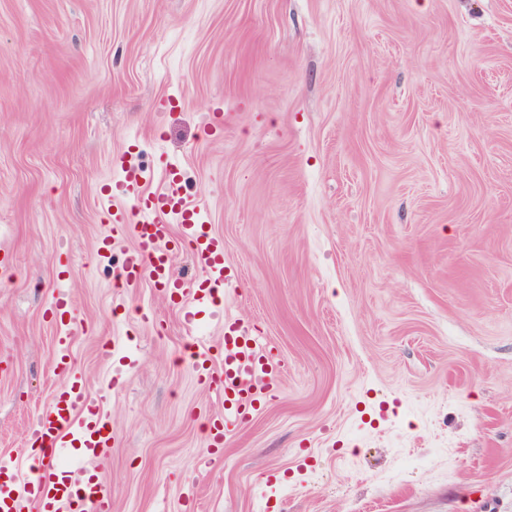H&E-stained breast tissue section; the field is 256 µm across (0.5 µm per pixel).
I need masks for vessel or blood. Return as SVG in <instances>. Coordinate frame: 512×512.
<instances>
[{"label": "vessel or blood", "mask_w": 512, "mask_h": 512, "mask_svg": "<svg viewBox=\"0 0 512 512\" xmlns=\"http://www.w3.org/2000/svg\"><path fill=\"white\" fill-rule=\"evenodd\" d=\"M123 184L138 189L136 224L126 222L123 211L113 217V236L121 238L133 232L136 245L125 254L121 280L123 286L134 287L149 282L168 293L179 306L203 303L224 277V239L200 224L199 210L189 205L180 194L176 176H169L164 192L146 193L141 189L143 173L138 165L123 162ZM179 222L180 238H173L172 222ZM190 246L207 274L206 282H188L177 278L172 270V257L180 244ZM194 369L212 379L224 395V413L219 421L210 422L208 445L223 447L224 441L264 399L276 390L280 362L261 340L237 319H224V348L217 353L207 351L192 355ZM60 384L48 408L39 416L31 438L39 448L41 461L31 470L24 486L35 498L41 512H111L110 498L95 476L81 465L59 470L57 461L65 449L80 446L85 456L99 457L111 447L113 434L100 414L98 406L86 393L82 377L69 356L56 361ZM16 476L0 465V512H21L15 495Z\"/></svg>", "instance_id": "b4317fda"}]
</instances>
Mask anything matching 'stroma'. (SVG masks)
Instances as JSON below:
<instances>
[{
	"mask_svg": "<svg viewBox=\"0 0 512 512\" xmlns=\"http://www.w3.org/2000/svg\"><path fill=\"white\" fill-rule=\"evenodd\" d=\"M224 238L184 319L119 284L120 164ZM66 296L68 325L48 314ZM281 389L223 448L188 347ZM71 357L112 512H512V0H0V462Z\"/></svg>",
	"mask_w": 512,
	"mask_h": 512,
	"instance_id": "35a3bbf8",
	"label": "stroma"
}]
</instances>
